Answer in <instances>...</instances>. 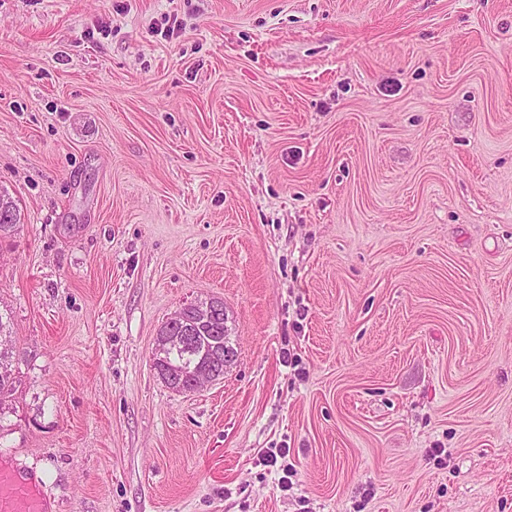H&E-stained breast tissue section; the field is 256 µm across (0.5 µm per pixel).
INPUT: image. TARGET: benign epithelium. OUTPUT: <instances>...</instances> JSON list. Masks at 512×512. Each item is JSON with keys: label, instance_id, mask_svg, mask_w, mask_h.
<instances>
[{"label": "benign epithelium", "instance_id": "1", "mask_svg": "<svg viewBox=\"0 0 512 512\" xmlns=\"http://www.w3.org/2000/svg\"><path fill=\"white\" fill-rule=\"evenodd\" d=\"M167 328L157 337L153 360L160 366L171 363L172 354L193 349L192 335L197 331L224 330V335L212 343L209 354L197 360L189 385H178L174 390L194 392L201 387L220 381L226 369L238 358L236 345L232 343L227 330V315L214 300L190 303L175 311L166 321Z\"/></svg>", "mask_w": 512, "mask_h": 512}]
</instances>
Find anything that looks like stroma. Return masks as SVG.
<instances>
[{
    "label": "stroma",
    "mask_w": 512,
    "mask_h": 512,
    "mask_svg": "<svg viewBox=\"0 0 512 512\" xmlns=\"http://www.w3.org/2000/svg\"><path fill=\"white\" fill-rule=\"evenodd\" d=\"M2 191L48 512H512V0H0ZM215 300L207 302L190 303L175 311L166 321L167 328L157 337L154 363L159 366H169L172 354L179 351L190 352L193 349L191 341L195 336L198 349L209 347L212 343V334L209 331H220L224 328V336H214L209 354H202L197 360L189 385L173 387L179 392H194L201 387L220 381L226 369L234 364L238 358L236 344H233L227 326V315ZM224 340V347L222 346Z\"/></svg>",
    "instance_id": "35a3bbf8"
}]
</instances>
